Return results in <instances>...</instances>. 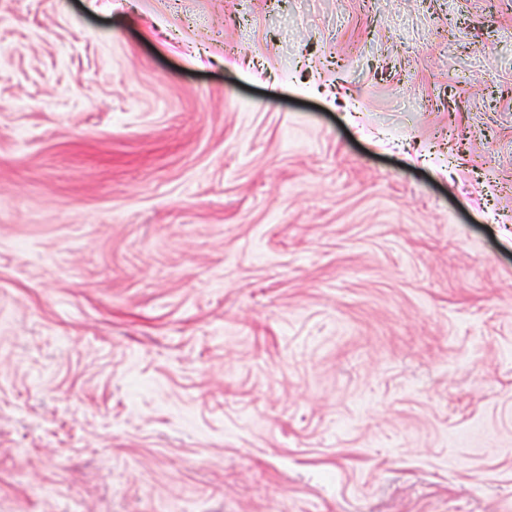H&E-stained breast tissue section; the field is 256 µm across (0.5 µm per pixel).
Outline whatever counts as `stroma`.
Masks as SVG:
<instances>
[{
    "instance_id": "1",
    "label": "stroma",
    "mask_w": 512,
    "mask_h": 512,
    "mask_svg": "<svg viewBox=\"0 0 512 512\" xmlns=\"http://www.w3.org/2000/svg\"><path fill=\"white\" fill-rule=\"evenodd\" d=\"M0 512H512V0H0Z\"/></svg>"
}]
</instances>
